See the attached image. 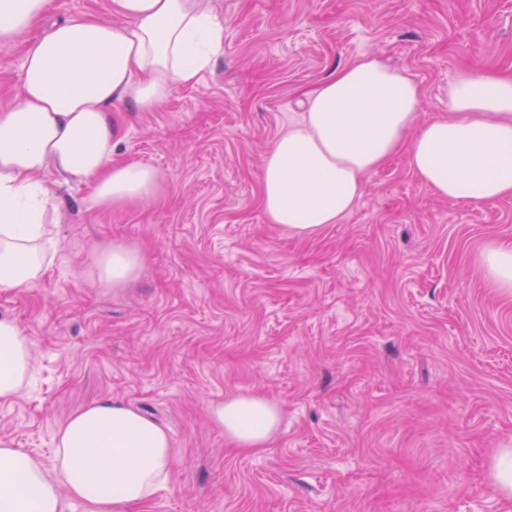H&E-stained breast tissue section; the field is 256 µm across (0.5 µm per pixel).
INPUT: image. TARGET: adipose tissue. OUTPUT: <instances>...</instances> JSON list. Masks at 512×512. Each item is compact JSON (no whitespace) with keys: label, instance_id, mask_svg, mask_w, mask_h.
<instances>
[{"label":"adipose tissue","instance_id":"1","mask_svg":"<svg viewBox=\"0 0 512 512\" xmlns=\"http://www.w3.org/2000/svg\"><path fill=\"white\" fill-rule=\"evenodd\" d=\"M51 0H0V46L28 37L22 93L0 108V288L34 286L52 264L57 204L43 181L55 172L93 185L91 204L148 202L162 189L155 168L113 163L112 111L161 108L173 90L207 70L224 48L214 0H112L113 21L78 15L31 36ZM422 95L405 72L362 55L307 97L262 169L270 223L302 236L339 223L365 190V177L405 153L423 187L470 203L512 197V76L477 67L448 87L447 117L419 123ZM490 287L512 294V239L477 256ZM132 245L97 251L104 287L137 278ZM31 342L0 317V400L17 396L31 370ZM226 441L246 451L276 433L279 407L234 395L211 408ZM176 450L166 428L134 406L91 401L56 430L52 466L0 437V512H147L169 483Z\"/></svg>","mask_w":512,"mask_h":512}]
</instances>
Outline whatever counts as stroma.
I'll use <instances>...</instances> for the list:
<instances>
[{"instance_id":"obj_1","label":"stroma","mask_w":512,"mask_h":512,"mask_svg":"<svg viewBox=\"0 0 512 512\" xmlns=\"http://www.w3.org/2000/svg\"><path fill=\"white\" fill-rule=\"evenodd\" d=\"M224 51L154 112L121 107L113 162L158 169L148 203L92 207L55 173L57 254L0 316L32 343L33 380L0 400V436L52 463L57 427L103 397L171 432L177 462L149 512H512L491 479L512 448V296L476 257L512 237V198L443 199L404 155L366 177L340 223H269L261 172L303 95L369 54L448 113L470 66L512 71V0H220ZM24 43L0 47V106ZM142 250L141 276L100 286L95 250ZM261 395L282 411L243 452L213 404Z\"/></svg>"}]
</instances>
